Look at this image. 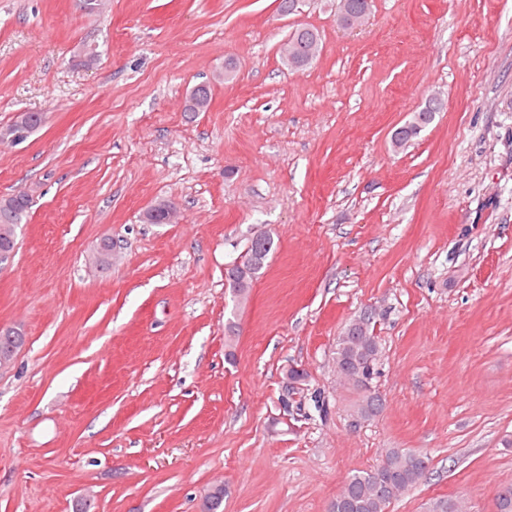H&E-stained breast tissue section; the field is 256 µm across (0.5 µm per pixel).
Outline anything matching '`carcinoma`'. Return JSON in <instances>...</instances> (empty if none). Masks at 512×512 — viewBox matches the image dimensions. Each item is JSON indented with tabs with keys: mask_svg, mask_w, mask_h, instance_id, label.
Instances as JSON below:
<instances>
[{
	"mask_svg": "<svg viewBox=\"0 0 512 512\" xmlns=\"http://www.w3.org/2000/svg\"><path fill=\"white\" fill-rule=\"evenodd\" d=\"M355 16L370 11V0H337L336 11ZM286 43L298 48L296 69L307 68L317 57L320 49L319 32L310 27L293 29ZM210 87L197 85L190 93L186 111L201 112L209 105ZM443 109V101L431 97L425 106L413 113L411 119L393 133L396 146L402 147L412 140L422 128L433 122L437 112ZM30 200L23 194L0 199V230L16 236V228L29 211ZM274 249L273 238L266 233L255 235L248 249L244 266L226 271L231 291L239 295L248 291L256 275L264 267ZM377 313L365 310L356 315L336 340V372L347 379L360 397L354 409L357 418L368 421L376 417L383 407L381 397L372 391L371 380L379 359V337L374 334ZM428 458L411 449H393L379 465L370 470L357 471L346 481L343 491L329 505V512H388L392 502L400 494L414 486L424 476ZM462 506L445 497H438L425 504V512H461Z\"/></svg>",
	"mask_w": 512,
	"mask_h": 512,
	"instance_id": "obj_1",
	"label": "carcinoma"
}]
</instances>
